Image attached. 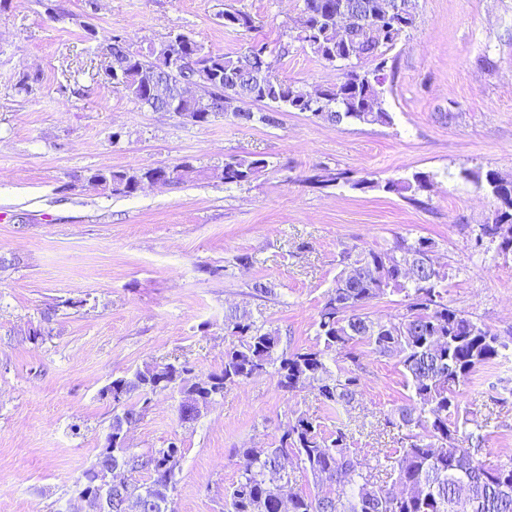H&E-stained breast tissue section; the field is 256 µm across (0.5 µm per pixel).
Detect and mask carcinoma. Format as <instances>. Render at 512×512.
<instances>
[{"label":"carcinoma","instance_id":"cac0c4a2","mask_svg":"<svg viewBox=\"0 0 512 512\" xmlns=\"http://www.w3.org/2000/svg\"><path fill=\"white\" fill-rule=\"evenodd\" d=\"M293 40L309 43V50L326 63L346 67L343 79L331 85L325 100L314 105L307 97L309 86L287 82L273 74L277 58L264 43H252L241 55L206 51L190 35L171 31L145 52L134 48L127 35L112 33L106 51L112 55L117 72L113 84L142 107L191 116L200 114L205 124L224 113L221 93L240 96L248 108L234 116L244 125L278 123L279 109L307 112L324 123L353 122L389 125L390 113L376 106L386 67L385 53L394 47L415 24L413 0H403L398 16L376 14L382 0H347L351 10L369 16V28H350L348 40L356 55L347 56V47L336 29V0H303ZM224 26L249 32L253 17L244 11H224ZM193 58L189 75L199 80L194 98L172 103L156 96L145 77L156 82L176 78L167 67L171 53ZM263 104L254 112L249 106ZM267 167L257 156L231 155L224 166L210 175L226 185L251 182ZM174 184L195 179L203 170L189 162L170 167ZM156 168L96 170L87 181L98 183L113 195L132 196L140 183ZM487 185L499 206L491 222L480 227L476 242L487 238L497 243L504 255L512 254V177L495 171L485 173ZM431 176L416 172L410 178L383 183L361 178L353 189H378L388 193L416 196L429 190ZM432 243L425 238L412 242L398 238L386 250L343 249L342 269L319 311L316 342L291 351L280 348L278 329L243 321L231 309L224 315V360L221 370L200 383L191 377L185 361L148 363L130 375L112 380L104 389L112 401L122 403L112 411L113 426L129 428L149 407L150 395L178 390L187 403H210L224 396L229 385L243 384L261 376L276 379L282 391L296 392L307 386L328 406H353L360 387V374L352 368L334 373L328 360L336 355L358 364L357 347L365 346L382 357H395L401 366L403 387L410 391L408 403L385 415L387 424L408 430L405 445L384 455L395 481L407 487L400 493L375 479V467L360 461L349 451L348 425L341 423L326 434L321 425L305 413L288 421L274 446L266 449L239 448L235 452L238 479L224 489V512H279V496L285 478L282 461L294 458L310 474L316 492L291 490L288 512H512V462L495 468L478 457L474 432L460 430L450 417L459 413V387L466 384L481 366L494 361L506 344L492 330L466 312L448 305L441 284L446 273L435 267L430 256ZM388 293H402L408 304L393 319H373L369 304ZM181 452L169 445L151 453H136L112 435V447L100 449L91 468L75 481V487L89 495L100 492L108 477L118 470L131 478L112 485L107 512H125L130 499L140 500V512H174L171 494ZM135 473L148 478L137 480Z\"/></svg>","mask_w":512,"mask_h":512}]
</instances>
